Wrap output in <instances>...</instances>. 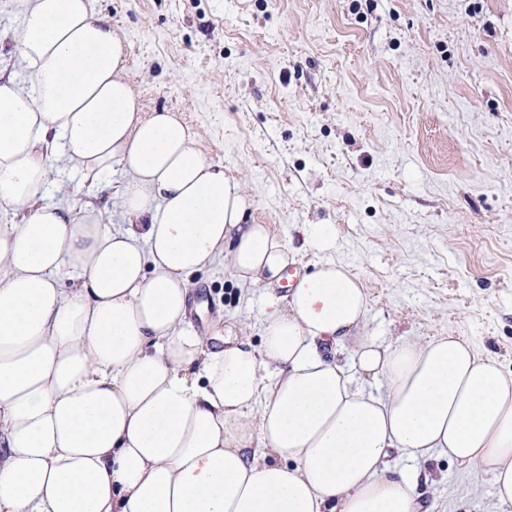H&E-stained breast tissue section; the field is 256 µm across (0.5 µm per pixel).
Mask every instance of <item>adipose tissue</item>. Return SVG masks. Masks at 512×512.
Here are the masks:
<instances>
[{
  "instance_id": "ef3b65f1",
  "label": "adipose tissue",
  "mask_w": 512,
  "mask_h": 512,
  "mask_svg": "<svg viewBox=\"0 0 512 512\" xmlns=\"http://www.w3.org/2000/svg\"><path fill=\"white\" fill-rule=\"evenodd\" d=\"M0 74V512H434L439 454L512 506V373L457 336L385 342L340 265L266 312L260 345L189 327L191 277L244 284L291 263L239 183L171 112L142 116L93 0H10ZM129 180L126 220L46 199L55 164ZM352 347L353 367L337 364ZM384 381L386 395L356 378ZM419 470L388 465L391 454ZM4 0H0L2 6L0 8V42L2 46L0 56V70L4 74L9 72H16L19 70L18 62L14 56L9 55L8 46L11 44L12 39L18 33L21 23L19 18L10 11L9 8L3 6Z\"/></svg>"
}]
</instances>
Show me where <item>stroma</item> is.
Wrapping results in <instances>:
<instances>
[{
    "label": "stroma",
    "mask_w": 512,
    "mask_h": 512,
    "mask_svg": "<svg viewBox=\"0 0 512 512\" xmlns=\"http://www.w3.org/2000/svg\"><path fill=\"white\" fill-rule=\"evenodd\" d=\"M127 50L143 112L171 111L310 272L347 267L384 341L453 334L512 371V0H94ZM109 185L54 171L125 220ZM317 224L334 227L325 242ZM283 288L238 283L226 263L192 279L198 335L242 324L252 343ZM435 512H487L447 456Z\"/></svg>",
    "instance_id": "obj_1"
}]
</instances>
